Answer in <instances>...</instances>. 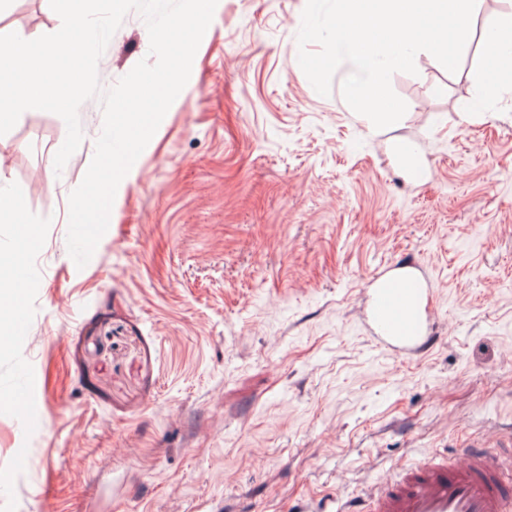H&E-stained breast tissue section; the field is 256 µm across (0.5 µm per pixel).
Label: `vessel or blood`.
<instances>
[{
    "instance_id": "obj_1",
    "label": "vessel or blood",
    "mask_w": 512,
    "mask_h": 512,
    "mask_svg": "<svg viewBox=\"0 0 512 512\" xmlns=\"http://www.w3.org/2000/svg\"><path fill=\"white\" fill-rule=\"evenodd\" d=\"M360 325L381 357L422 355L437 318L436 290L419 266L386 267L364 289ZM37 380L28 374L4 406L25 431L39 428ZM512 439L496 448L471 444L449 456L434 454L398 466L341 512H512Z\"/></svg>"
}]
</instances>
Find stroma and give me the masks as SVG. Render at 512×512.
Returning a JSON list of instances; mask_svg holds the SVG:
<instances>
[{
    "label": "stroma",
    "instance_id": "1",
    "mask_svg": "<svg viewBox=\"0 0 512 512\" xmlns=\"http://www.w3.org/2000/svg\"><path fill=\"white\" fill-rule=\"evenodd\" d=\"M306 0H218L192 77L120 182L84 268L69 195L103 126L92 99L62 172L63 119L28 110L0 136V396L26 365L42 423L0 411V512H292L353 496L405 460L512 433V84L494 89L471 33L448 72L395 73L407 106L375 129L337 70L319 95L298 63ZM49 0H0V29L51 33ZM149 50L129 12L98 63L109 88ZM488 108L472 112L471 101ZM407 140L421 184L394 151ZM419 263L435 338L374 357L358 329L379 268ZM25 207L23 201L16 193L8 192L0 186V215L10 216L14 223H24Z\"/></svg>",
    "mask_w": 512,
    "mask_h": 512
}]
</instances>
